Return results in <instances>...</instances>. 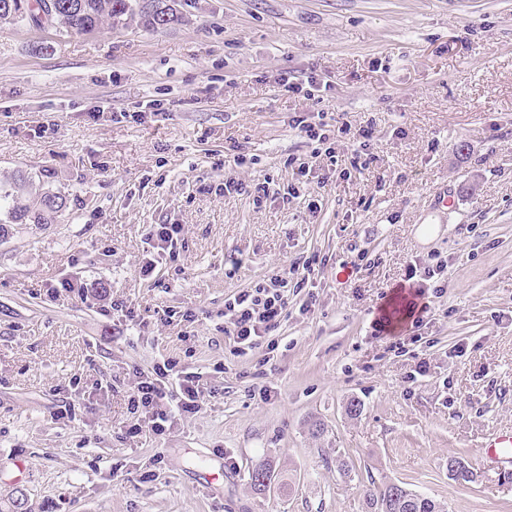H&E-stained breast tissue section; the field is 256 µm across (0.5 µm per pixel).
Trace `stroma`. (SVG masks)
Wrapping results in <instances>:
<instances>
[{
  "label": "stroma",
  "instance_id": "stroma-1",
  "mask_svg": "<svg viewBox=\"0 0 512 512\" xmlns=\"http://www.w3.org/2000/svg\"><path fill=\"white\" fill-rule=\"evenodd\" d=\"M177 4L159 31L0 24V183L22 173L67 198L0 240V503L365 512L396 483L443 512H512V466L483 448L512 429V0ZM284 72L315 77L329 117L371 126L365 169L345 137L313 157L290 121L317 106L282 91ZM230 179L273 193L228 194ZM443 192L456 207L440 213ZM155 224L181 225L175 256L151 255ZM308 260L275 350L237 355L225 299ZM413 262L425 323L377 335ZM90 282L101 292H76ZM167 358L205 403L126 436L129 389ZM452 456L472 482L449 476Z\"/></svg>",
  "mask_w": 512,
  "mask_h": 512
}]
</instances>
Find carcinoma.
I'll list each match as a JSON object with an SVG mask.
<instances>
[{"label":"carcinoma","mask_w":512,"mask_h":512,"mask_svg":"<svg viewBox=\"0 0 512 512\" xmlns=\"http://www.w3.org/2000/svg\"><path fill=\"white\" fill-rule=\"evenodd\" d=\"M35 9L27 20L41 25L50 20L55 30L66 34L89 33L105 21L113 26H124L138 21L147 28L163 29L178 21L176 9L170 0H149L143 8L134 7L135 0H32ZM32 186L30 180L20 177L9 186L0 185V211H5L7 222L0 221V237L9 235L10 224H46L67 207L66 198L49 190L37 194L35 205L26 203L25 193ZM369 512H442L433 500L409 489L396 497L393 486L379 494H370L366 501Z\"/></svg>","instance_id":"1"}]
</instances>
